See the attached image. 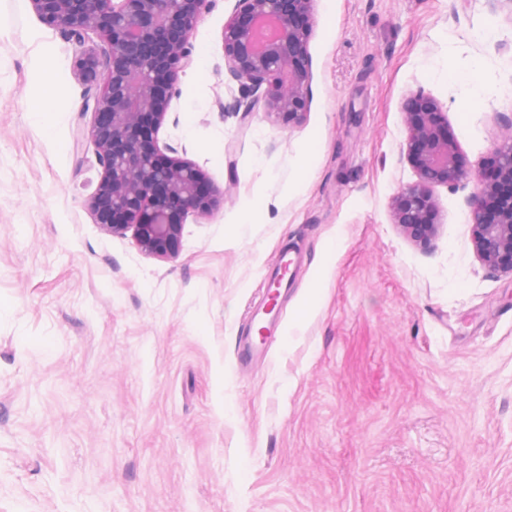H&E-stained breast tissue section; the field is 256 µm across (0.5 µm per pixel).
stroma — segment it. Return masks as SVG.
<instances>
[{
    "label": "stroma",
    "instance_id": "stroma-1",
    "mask_svg": "<svg viewBox=\"0 0 512 512\" xmlns=\"http://www.w3.org/2000/svg\"><path fill=\"white\" fill-rule=\"evenodd\" d=\"M235 4L200 19L159 133L224 202L160 260L88 207L102 169L79 47L31 0H0V512H512V276L475 256L473 179L434 187L428 247L392 207L417 180L411 91L440 103L468 166L498 144L512 6L315 0L290 124L221 110L241 95ZM286 241L307 260L286 333L243 375L238 328Z\"/></svg>",
    "mask_w": 512,
    "mask_h": 512
}]
</instances>
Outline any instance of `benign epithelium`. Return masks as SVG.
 Masks as SVG:
<instances>
[{
    "mask_svg": "<svg viewBox=\"0 0 512 512\" xmlns=\"http://www.w3.org/2000/svg\"><path fill=\"white\" fill-rule=\"evenodd\" d=\"M46 22L64 27L79 45L94 34L100 46L77 57L87 91L82 114L103 169L89 202L106 235L132 232L149 256L179 255L191 213L206 215L221 197L206 172L160 147L158 134L188 65L192 36L214 0H31ZM314 0H236L224 24V63L243 92L226 112H256L303 119L308 98V40ZM405 152L418 181L393 200L395 223L427 242L438 224L435 185L454 187L473 176L468 199L477 257L488 272L512 275V115L488 156L499 170L498 187L486 184V162L469 171L440 104L418 89L402 105Z\"/></svg>",
    "mask_w": 512,
    "mask_h": 512,
    "instance_id": "7a95c632",
    "label": "benign epithelium"
}]
</instances>
